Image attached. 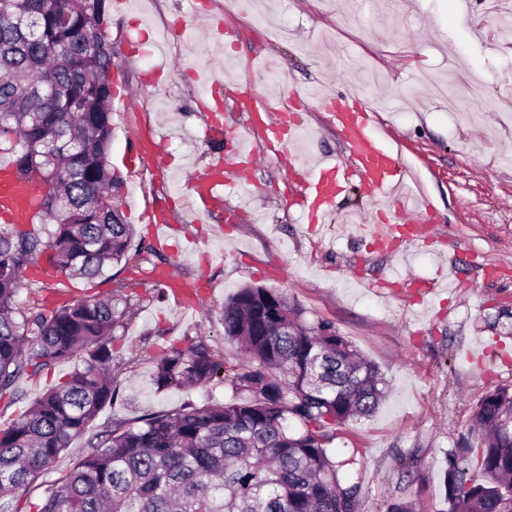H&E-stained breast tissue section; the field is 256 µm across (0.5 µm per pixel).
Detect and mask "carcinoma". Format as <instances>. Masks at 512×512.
I'll return each instance as SVG.
<instances>
[{"instance_id":"obj_1","label":"carcinoma","mask_w":512,"mask_h":512,"mask_svg":"<svg viewBox=\"0 0 512 512\" xmlns=\"http://www.w3.org/2000/svg\"><path fill=\"white\" fill-rule=\"evenodd\" d=\"M106 0H0V168L35 189L33 216L0 223V397L22 376L74 362L0 427V499L51 470L72 440L115 405L113 344L131 298L116 294L23 308L24 272L44 261L56 277L91 281L127 258L135 236L108 164L112 43ZM224 340L241 363L200 338L155 361L156 389L226 382L229 398L188 403L138 422L112 419L92 453L46 490L37 512H359L358 483L336 459V428L371 417L384 378L328 322L307 323L284 294L244 286L224 303ZM474 456L477 474L459 460ZM448 512H512V387L476 403L468 436L448 456Z\"/></svg>"}]
</instances>
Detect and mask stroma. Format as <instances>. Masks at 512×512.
Here are the masks:
<instances>
[{"label":"stroma","mask_w":512,"mask_h":512,"mask_svg":"<svg viewBox=\"0 0 512 512\" xmlns=\"http://www.w3.org/2000/svg\"><path fill=\"white\" fill-rule=\"evenodd\" d=\"M104 34L121 77L112 100L108 162L121 176V208L140 240L126 263L93 281H72V294L108 297L126 290L135 316L112 363L121 400L91 431L119 417L178 410L223 400L224 386L158 391L155 359L173 340L225 341L222 308L245 285L273 288L297 302L307 322L326 321L376 367L386 398L370 419L337 431L339 458L360 485L359 512H387L413 501L416 512L444 508L448 455L470 426L480 397L512 387V0L490 18L475 0H124ZM485 85L473 97V83ZM326 94L365 90L380 104L390 146L415 169L409 191L427 196L434 233L385 252L332 224L313 236L282 177L286 145L272 146L256 180L224 188V209L197 223L187 183L224 148L211 119L245 124L242 99H278L284 90ZM309 158L335 154L342 142L316 101L304 112ZM162 135V166H139L136 147ZM180 221L165 246L152 242L150 215ZM206 291L194 310L158 298L159 272ZM20 378L17 399H0V425L17 418L44 389L72 371ZM75 439L50 472L18 503H40L48 484L91 453Z\"/></svg>","instance_id":"35a3bbf8"}]
</instances>
